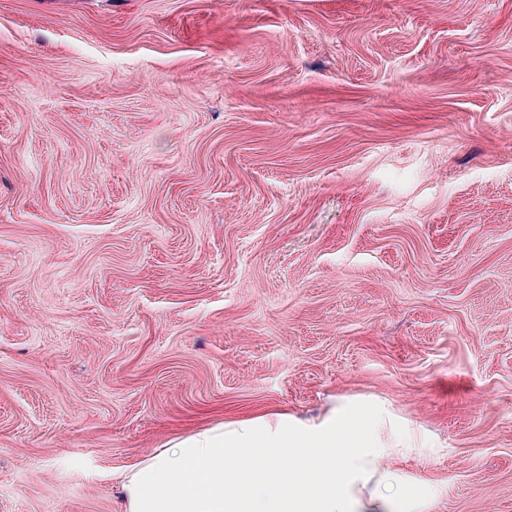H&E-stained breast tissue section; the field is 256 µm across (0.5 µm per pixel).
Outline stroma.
Instances as JSON below:
<instances>
[{
	"instance_id": "35a3bbf8",
	"label": "stroma",
	"mask_w": 512,
	"mask_h": 512,
	"mask_svg": "<svg viewBox=\"0 0 512 512\" xmlns=\"http://www.w3.org/2000/svg\"><path fill=\"white\" fill-rule=\"evenodd\" d=\"M347 401L512 512V0H0V512Z\"/></svg>"
}]
</instances>
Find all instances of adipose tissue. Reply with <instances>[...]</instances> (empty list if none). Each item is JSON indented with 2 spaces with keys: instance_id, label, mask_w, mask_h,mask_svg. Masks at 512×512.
<instances>
[{
  "instance_id": "obj_1",
  "label": "adipose tissue",
  "mask_w": 512,
  "mask_h": 512,
  "mask_svg": "<svg viewBox=\"0 0 512 512\" xmlns=\"http://www.w3.org/2000/svg\"><path fill=\"white\" fill-rule=\"evenodd\" d=\"M416 439L362 406L304 427L229 422L128 466L126 512H427L425 494L382 465Z\"/></svg>"
}]
</instances>
